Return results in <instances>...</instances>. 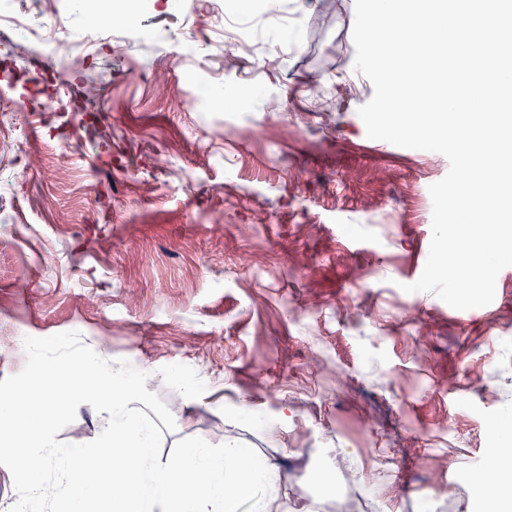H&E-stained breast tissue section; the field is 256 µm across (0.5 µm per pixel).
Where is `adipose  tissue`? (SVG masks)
Returning a JSON list of instances; mask_svg holds the SVG:
<instances>
[{"label": "adipose tissue", "mask_w": 512, "mask_h": 512, "mask_svg": "<svg viewBox=\"0 0 512 512\" xmlns=\"http://www.w3.org/2000/svg\"><path fill=\"white\" fill-rule=\"evenodd\" d=\"M151 380L180 383L189 407L211 395L192 373L108 362L66 342L53 355L32 346L16 391L0 403V470L15 487L5 512H272L287 475L242 440L217 453L198 438L183 444L180 468L159 461V429L142 411ZM86 406L100 424L94 450L63 446L58 419Z\"/></svg>", "instance_id": "1"}]
</instances>
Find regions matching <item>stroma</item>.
I'll return each instance as SVG.
<instances>
[{"label": "stroma", "instance_id": "35a3bbf8", "mask_svg": "<svg viewBox=\"0 0 512 512\" xmlns=\"http://www.w3.org/2000/svg\"><path fill=\"white\" fill-rule=\"evenodd\" d=\"M289 3L292 27L270 16L255 29L283 59L239 55L214 30L209 54L179 53L182 17L150 0L135 24L160 42L104 43L55 84L14 82L13 100L43 107L102 75L106 111L59 108L0 166V388L17 383L27 336L49 353L65 339L178 364L216 404L179 424L182 387L148 384L160 460L196 437L287 448L290 472L344 449L377 478L334 476L337 497L369 512H471L491 430L512 411V267L480 308L404 292L426 263L429 187L449 162L368 138V79L352 97L310 98L308 81L356 73L354 0L329 16L325 0ZM244 409L278 425L280 443Z\"/></svg>", "mask_w": 512, "mask_h": 512}]
</instances>
